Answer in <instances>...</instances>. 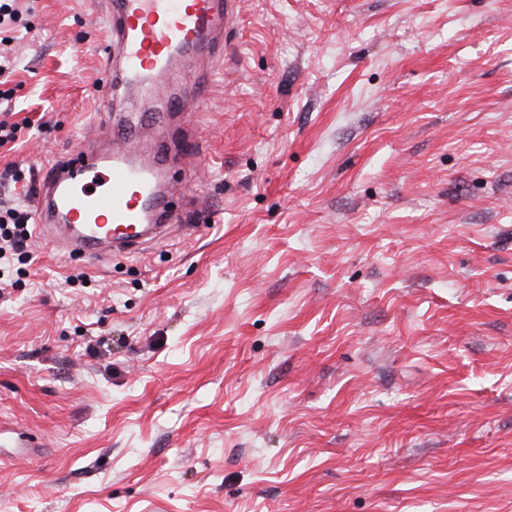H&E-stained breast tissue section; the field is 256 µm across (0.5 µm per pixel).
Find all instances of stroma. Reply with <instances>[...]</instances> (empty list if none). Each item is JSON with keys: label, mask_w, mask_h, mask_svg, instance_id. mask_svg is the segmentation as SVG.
<instances>
[{"label": "stroma", "mask_w": 512, "mask_h": 512, "mask_svg": "<svg viewBox=\"0 0 512 512\" xmlns=\"http://www.w3.org/2000/svg\"><path fill=\"white\" fill-rule=\"evenodd\" d=\"M0 206L114 131L103 0H19ZM206 205L0 259V512H512V0H242Z\"/></svg>", "instance_id": "stroma-1"}]
</instances>
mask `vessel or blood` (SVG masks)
I'll return each mask as SVG.
<instances>
[{"instance_id": "vessel-or-blood-1", "label": "vessel or blood", "mask_w": 512, "mask_h": 512, "mask_svg": "<svg viewBox=\"0 0 512 512\" xmlns=\"http://www.w3.org/2000/svg\"><path fill=\"white\" fill-rule=\"evenodd\" d=\"M239 0H107L110 41L121 56H106L105 95L96 108L112 109L113 90L133 92L166 83L179 61L215 66L229 47L215 39L217 30H232ZM209 86L203 73H191L170 114L196 111ZM134 130H127L111 153L78 152L53 168L32 202L40 232L52 234L70 253L108 258L130 247L164 237L188 212L171 209L175 194L166 171L181 161L194 142L178 127L151 154H138Z\"/></svg>"}]
</instances>
